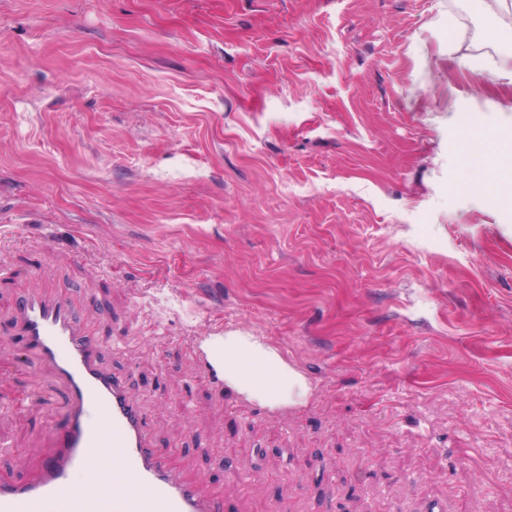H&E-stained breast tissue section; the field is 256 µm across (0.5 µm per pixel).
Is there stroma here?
I'll return each mask as SVG.
<instances>
[{"instance_id": "35a3bbf8", "label": "stroma", "mask_w": 512, "mask_h": 512, "mask_svg": "<svg viewBox=\"0 0 512 512\" xmlns=\"http://www.w3.org/2000/svg\"><path fill=\"white\" fill-rule=\"evenodd\" d=\"M512 37L467 0H0V481L64 389L12 313L70 298L156 453L223 512H512ZM265 338L272 411L189 341ZM466 136L479 143L463 156L464 180L472 182L492 201L512 200V156L497 148L498 138H511V128L502 129L497 136H483L468 130ZM224 345V366L217 357ZM189 352L219 389H229L251 404L270 410L302 407L313 396L310 379L281 350L242 330H217L191 338Z\"/></svg>"}]
</instances>
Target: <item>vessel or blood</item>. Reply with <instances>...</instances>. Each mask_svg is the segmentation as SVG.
Here are the masks:
<instances>
[{
	"label": "vessel or blood",
	"instance_id": "obj_1",
	"mask_svg": "<svg viewBox=\"0 0 512 512\" xmlns=\"http://www.w3.org/2000/svg\"><path fill=\"white\" fill-rule=\"evenodd\" d=\"M14 325L53 364L66 390L70 425L36 480L0 483V512H222L219 497L187 484L154 452L139 408L124 383L101 368L98 347L68 298L28 293ZM223 343L220 330L190 342L195 364L219 387ZM78 474L84 477L79 486Z\"/></svg>",
	"mask_w": 512,
	"mask_h": 512
}]
</instances>
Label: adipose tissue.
<instances>
[{"label":"adipose tissue","mask_w":512,"mask_h":512,"mask_svg":"<svg viewBox=\"0 0 512 512\" xmlns=\"http://www.w3.org/2000/svg\"><path fill=\"white\" fill-rule=\"evenodd\" d=\"M465 181L493 201L512 200V156L495 137L479 136L463 157ZM224 386L246 402L272 410L302 407L313 396L310 379L281 350L242 330L224 333Z\"/></svg>","instance_id":"obj_1"}]
</instances>
